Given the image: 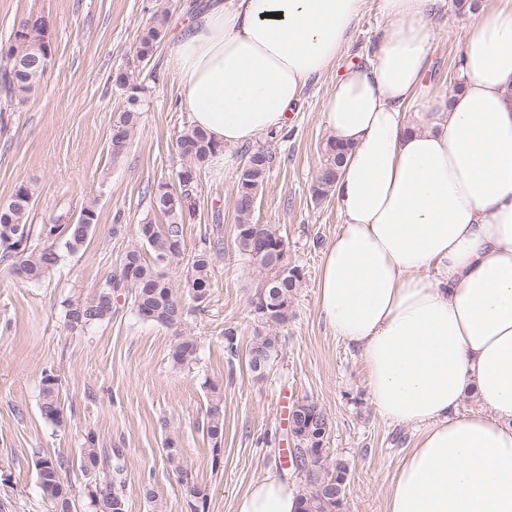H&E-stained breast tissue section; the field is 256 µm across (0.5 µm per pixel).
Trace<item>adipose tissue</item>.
<instances>
[{
	"mask_svg": "<svg viewBox=\"0 0 512 512\" xmlns=\"http://www.w3.org/2000/svg\"><path fill=\"white\" fill-rule=\"evenodd\" d=\"M366 2L209 0L168 60L194 126L225 146L282 132ZM379 2L371 57L322 111L347 153L320 314L358 351L380 417L417 432L385 512H512V0L478 15L459 91L422 112L436 0ZM468 396L480 408L460 413ZM298 497L268 476L235 512H298Z\"/></svg>",
	"mask_w": 512,
	"mask_h": 512,
	"instance_id": "1",
	"label": "adipose tissue"
}]
</instances>
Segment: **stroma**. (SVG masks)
<instances>
[{"label": "stroma", "instance_id": "obj_1", "mask_svg": "<svg viewBox=\"0 0 512 512\" xmlns=\"http://www.w3.org/2000/svg\"><path fill=\"white\" fill-rule=\"evenodd\" d=\"M203 0H0V48L9 47L15 24L35 13L49 23L53 61L38 91L18 103L0 89V204L19 185L31 188L30 222L37 230L66 224L83 207L97 214L85 246L64 257L45 280L27 283L0 266V512H51L36 478L38 459L68 456L64 476L72 512H91L89 493L98 475L80 465L86 432H95L100 466L121 464L127 512H187L186 488L165 461L163 442L176 438L192 482L205 489L206 512H234L236 498L269 475L287 477L284 451L292 447L288 412L302 398L316 401L332 428L329 455L348 467L342 512H384L390 481L412 447L414 429L384 422L374 409L358 352L333 336L318 308L323 254L341 217L332 197L315 198L311 186L329 133L321 112L344 66L364 61L387 25L379 0H367L338 65L305 90L287 130L260 137L257 147L274 156L252 214L277 229L288 260L303 272L286 323L278 326L282 347L264 373L250 370L247 351L261 323L252 300L261 275L235 244V181L245 147L225 149L202 166L184 213L183 251L168 269L173 286L194 254L222 238L214 256L211 292L180 329L140 320L130 294L114 301L110 320L83 331L65 320L68 301L89 302L139 245L137 227L164 223L147 189L177 184L187 161L176 147L192 115L180 77L167 66L181 25ZM438 0L429 18L436 31L426 83L445 94L456 82L460 52L478 8ZM168 11L165 38L150 61L138 62V36L153 15ZM131 72L142 89L140 123L126 153L112 157L115 117L127 104L116 71ZM233 328L238 353L229 355L224 331ZM195 337L196 361L176 366L170 350L177 334ZM57 381L61 423L39 411L45 376ZM224 403V439L213 446L205 413L212 390ZM153 485L160 504L143 495Z\"/></svg>", "mask_w": 512, "mask_h": 512}]
</instances>
